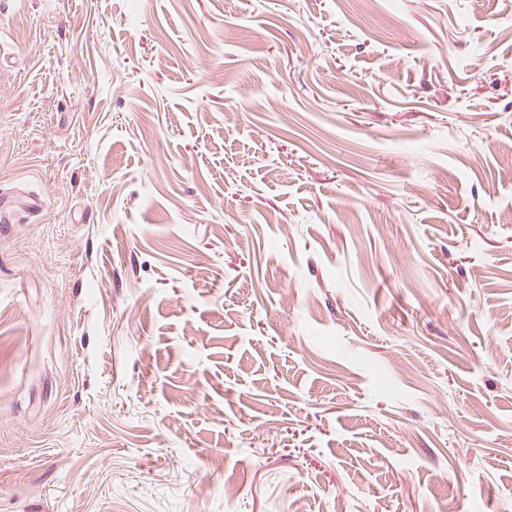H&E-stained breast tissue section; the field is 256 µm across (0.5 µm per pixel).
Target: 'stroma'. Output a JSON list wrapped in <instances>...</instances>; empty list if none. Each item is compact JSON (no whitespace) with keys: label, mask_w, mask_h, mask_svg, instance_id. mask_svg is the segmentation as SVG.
<instances>
[{"label":"stroma","mask_w":512,"mask_h":512,"mask_svg":"<svg viewBox=\"0 0 512 512\" xmlns=\"http://www.w3.org/2000/svg\"><path fill=\"white\" fill-rule=\"evenodd\" d=\"M0 192V512H512V0H0Z\"/></svg>","instance_id":"35a3bbf8"}]
</instances>
